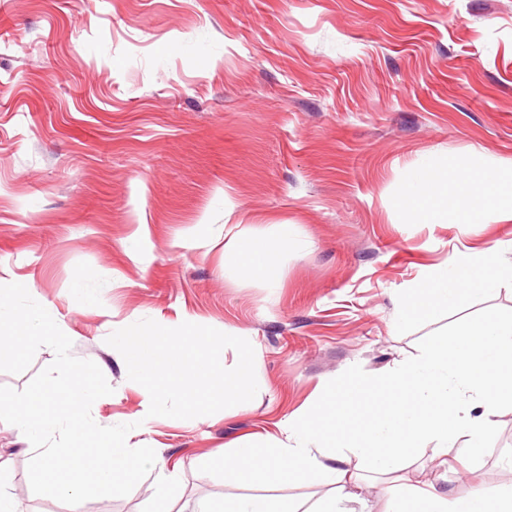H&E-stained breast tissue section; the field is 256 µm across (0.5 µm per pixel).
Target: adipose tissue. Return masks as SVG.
<instances>
[{"label":"adipose tissue","mask_w":512,"mask_h":512,"mask_svg":"<svg viewBox=\"0 0 512 512\" xmlns=\"http://www.w3.org/2000/svg\"><path fill=\"white\" fill-rule=\"evenodd\" d=\"M448 174L436 163L412 170L402 189L406 223L486 224L512 220V180L485 173L460 189L455 206H448ZM240 272L265 284H275L278 266L273 249L264 241L240 237L225 245ZM512 282V262H503L498 247L465 254L445 265L427 267L423 285L397 301L399 316L415 311L428 315L454 304V285L472 290ZM450 340L425 342L409 362L376 375L361 374L370 387L395 393L382 413L366 428L349 426L335 401L320 404L316 415H300L288 424L286 439L266 441L260 449L243 447L224 459L225 480L248 484L256 480L275 485L293 478L333 484L334 489L314 504L270 502L241 497L203 504L199 512H371L368 483L349 470L352 459L376 472H397L403 455L428 448L438 466L455 460L468 469L486 450L500 416L512 413V317L490 313L458 325ZM396 512H512V483L480 490L466 497L429 485L404 486Z\"/></svg>","instance_id":"adipose-tissue-1"}]
</instances>
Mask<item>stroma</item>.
<instances>
[{"label":"stroma","mask_w":512,"mask_h":512,"mask_svg":"<svg viewBox=\"0 0 512 512\" xmlns=\"http://www.w3.org/2000/svg\"><path fill=\"white\" fill-rule=\"evenodd\" d=\"M464 185L512 170V0H0V285L20 283L113 387L94 421L132 424L158 470L86 512H195L240 496L309 503L330 485L225 482L240 443L284 438L332 398L352 423L385 401L376 374L488 310L512 284L463 292L420 319L395 300L426 267L499 244L512 221L407 224L403 181L428 161ZM276 286L224 256L240 234L276 244ZM105 289L78 303L74 277ZM150 318L211 326L256 344L263 382L245 407L148 417L140 385L106 342ZM146 427H139V420ZM30 443L0 422V493L16 512H69L33 493ZM478 472L449 474L419 449L411 483L457 496L512 482V413ZM165 469V470H166Z\"/></svg>","instance_id":"35a3bbf8"}]
</instances>
